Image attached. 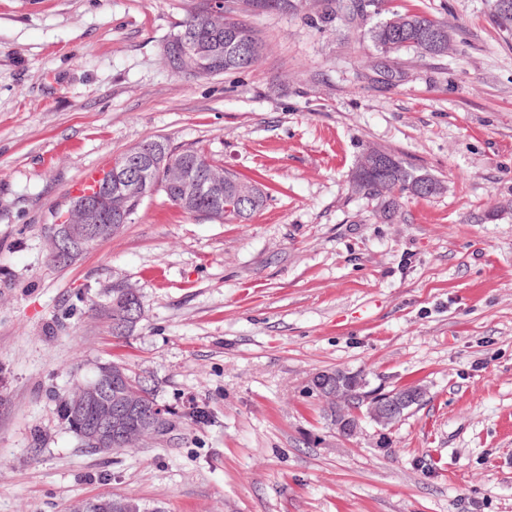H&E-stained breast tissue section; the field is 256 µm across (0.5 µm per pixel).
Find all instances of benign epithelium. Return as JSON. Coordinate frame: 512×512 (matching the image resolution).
<instances>
[{
    "instance_id": "7a95c632",
    "label": "benign epithelium",
    "mask_w": 512,
    "mask_h": 512,
    "mask_svg": "<svg viewBox=\"0 0 512 512\" xmlns=\"http://www.w3.org/2000/svg\"><path fill=\"white\" fill-rule=\"evenodd\" d=\"M176 39V51H170L168 46L164 49L176 72L193 79L214 76L186 34L180 33ZM158 167L168 170L183 189L175 199L176 207L193 216L224 220V166L198 169L185 165L172 157L161 141L153 140L115 156L98 195L71 202L68 212L56 224L50 257L63 253L73 257L131 222L135 204L148 194L146 188ZM200 195L211 201L209 210L192 209L194 199ZM126 299L122 324L131 330L141 319V301L131 288L126 289ZM313 388L335 411L331 422L343 438L357 436L366 420L382 427L393 426L425 395L419 386L390 392H356L348 375L339 370L317 373ZM147 398L148 393L132 383L121 369L101 370L82 381L69 396V404L73 417L82 421L79 435L83 446L94 453L108 454L119 446L163 435L171 422L170 412L156 402L147 403Z\"/></svg>"
}]
</instances>
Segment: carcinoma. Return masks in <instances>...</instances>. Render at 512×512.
<instances>
[{
  "label": "carcinoma",
  "mask_w": 512,
  "mask_h": 512,
  "mask_svg": "<svg viewBox=\"0 0 512 512\" xmlns=\"http://www.w3.org/2000/svg\"><path fill=\"white\" fill-rule=\"evenodd\" d=\"M228 15L224 17V35L221 39L222 52L212 58L213 66L218 73L245 71L250 68L248 60L241 56V47L247 50L262 48V42L254 31L240 19V16L251 13L276 12L280 14L294 13L297 0H226ZM206 0H196L187 11L185 18L178 24L177 32L189 30L194 32L202 45L212 43L211 29L216 22L205 15ZM321 18L329 20L337 14L350 16L354 14V0H323ZM370 40L385 53H396L413 49L422 55L443 56L448 52V39L451 31L448 23L429 14L420 12L400 13L387 11V17L369 31ZM178 158L199 166L209 167L214 160L195 149L171 150ZM389 165L384 171L365 172L353 176V189L383 202L385 210L394 213L402 207L403 200L408 197L428 198L441 190V183L427 173H419L406 166L396 155L389 154ZM259 200L249 213H238V204L233 195H224V217L246 222L259 210L266 199L264 191H258ZM122 289L112 286V306L109 308L112 319V335H124L121 324Z\"/></svg>",
  "instance_id": "1"
}]
</instances>
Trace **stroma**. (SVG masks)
I'll return each instance as SVG.
<instances>
[{
	"mask_svg": "<svg viewBox=\"0 0 512 512\" xmlns=\"http://www.w3.org/2000/svg\"><path fill=\"white\" fill-rule=\"evenodd\" d=\"M189 4L0 0V512H512V33L494 0H394L447 20L434 57L374 46V0L248 15L262 57L205 80L164 57ZM159 138L259 182L264 208L218 223L158 193L53 263L84 171ZM369 147L445 191L387 215L352 188ZM118 282L144 304L120 338ZM113 360L174 416L101 455L59 405ZM328 369L426 395L345 439L311 388Z\"/></svg>",
	"mask_w": 512,
	"mask_h": 512,
	"instance_id": "stroma-1",
	"label": "stroma"
}]
</instances>
